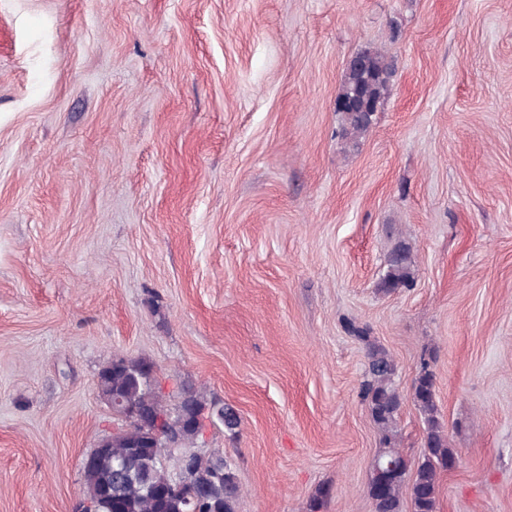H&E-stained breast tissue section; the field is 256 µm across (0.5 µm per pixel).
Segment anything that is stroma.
Listing matches in <instances>:
<instances>
[{"label": "stroma", "mask_w": 512, "mask_h": 512, "mask_svg": "<svg viewBox=\"0 0 512 512\" xmlns=\"http://www.w3.org/2000/svg\"><path fill=\"white\" fill-rule=\"evenodd\" d=\"M366 48L393 77L352 150ZM355 325L401 390L431 360L439 512H512V0H0V512H76L116 354L238 410L197 447L238 512H373ZM340 117L339 135L351 147H357L370 130L373 118H362L358 112H337ZM415 280L414 255L410 242L403 237L393 240L387 254L386 270L378 283L384 293L410 288Z\"/></svg>", "instance_id": "35a3bbf8"}]
</instances>
